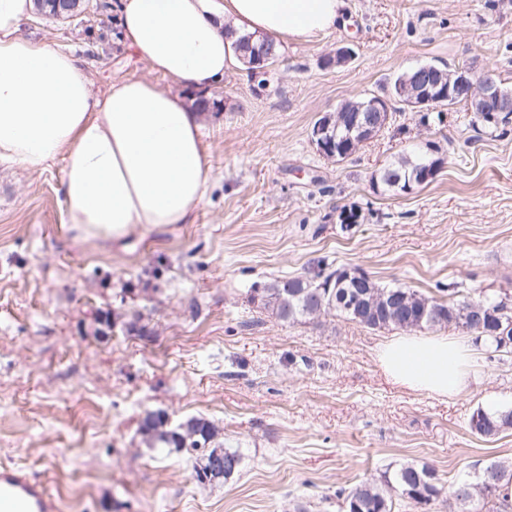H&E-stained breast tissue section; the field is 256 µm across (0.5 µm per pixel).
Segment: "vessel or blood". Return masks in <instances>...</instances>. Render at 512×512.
<instances>
[{"label":"vessel or blood","mask_w":512,"mask_h":512,"mask_svg":"<svg viewBox=\"0 0 512 512\" xmlns=\"http://www.w3.org/2000/svg\"><path fill=\"white\" fill-rule=\"evenodd\" d=\"M0 512H63V503L24 468L1 466Z\"/></svg>","instance_id":"vessel-or-blood-1"}]
</instances>
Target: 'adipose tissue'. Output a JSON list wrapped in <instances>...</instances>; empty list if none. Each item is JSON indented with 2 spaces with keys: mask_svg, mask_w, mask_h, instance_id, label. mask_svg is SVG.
<instances>
[{
  "mask_svg": "<svg viewBox=\"0 0 512 512\" xmlns=\"http://www.w3.org/2000/svg\"><path fill=\"white\" fill-rule=\"evenodd\" d=\"M32 0H0V160L38 172L63 159L68 224L84 240L187 223L212 182L203 118L153 82L209 88L239 62L235 38L306 39L342 20L344 0H122L121 42L149 74L102 94L70 51L22 35ZM376 362L393 384L430 397L470 389L474 349L457 336H395Z\"/></svg>",
  "mask_w": 512,
  "mask_h": 512,
  "instance_id": "adipose-tissue-1",
  "label": "adipose tissue"
}]
</instances>
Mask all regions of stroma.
Here are the masks:
<instances>
[{"label":"stroma","instance_id":"1","mask_svg":"<svg viewBox=\"0 0 512 512\" xmlns=\"http://www.w3.org/2000/svg\"><path fill=\"white\" fill-rule=\"evenodd\" d=\"M118 3L36 12L23 32L75 49L102 93L147 73L118 43ZM342 46L352 60L324 65ZM279 52L266 85L241 64L189 92L213 179L190 223L88 242L65 222L62 161L0 163V465L48 481L64 512H341L337 491L404 463L448 487L512 463V429L469 426L476 408H512V354L486 353L468 394L429 397L377 366L393 329L288 323L250 301L252 285L323 263L437 298L451 283L512 295V123L492 132L457 105L426 127L397 113L340 162L310 143L322 114L423 63L512 85V0H345L342 24ZM430 145L444 159L431 183L373 191L372 174ZM160 410L212 421L241 473L203 485L185 458L146 448L140 424Z\"/></svg>","mask_w":512,"mask_h":512}]
</instances>
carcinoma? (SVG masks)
<instances>
[{
	"mask_svg": "<svg viewBox=\"0 0 512 512\" xmlns=\"http://www.w3.org/2000/svg\"><path fill=\"white\" fill-rule=\"evenodd\" d=\"M416 157L408 154L401 155L377 176V186L384 189L403 191V185L397 184L389 177L390 173L406 174L412 172L409 161ZM355 289L350 282L343 280L342 269H329L323 266L312 276L299 275L286 280H275L265 283L260 288L257 305L277 319L295 323L313 320L322 315L333 314L355 321L370 330H381L389 327H403V321L412 317L421 321V327H446L459 324L454 312L468 301L470 297L463 295L458 286L448 288V299L441 300L418 294V304L412 308H400L393 316L381 320L358 319L352 313L343 310L341 302L352 298ZM477 301L491 308L495 316L471 333L475 339L489 340L493 351L510 353L509 347H501L498 338V324L508 325L512 321V299L480 295ZM472 416H478L487 425V429L477 428L475 432L486 437L495 436L503 431V426L512 427V420H503V411L489 412L482 407L476 408ZM142 443L148 448L165 450L169 453L183 454L193 464V470L198 482L212 484L226 482L241 472L243 455L236 448H226L217 441L218 431L210 421L202 417L187 418L177 426L169 424L168 415L163 411L148 414L141 426ZM222 458L229 470L217 479L208 478L213 472V462ZM484 475H479L477 482H482ZM475 482V483H477ZM473 482H460L451 488V493L463 507L462 512H477L478 504L471 501V496L477 494ZM444 485L440 482L435 469L428 465L421 466L404 464L396 468L385 478L383 484L362 482L347 491L338 492L343 498L344 512H393V497L405 499L421 512H427L425 507L432 506L444 493ZM485 512H512V493H497L489 500Z\"/></svg>",
	"mask_w": 512,
	"mask_h": 512,
	"instance_id": "carcinoma-1",
	"label": "carcinoma"
}]
</instances>
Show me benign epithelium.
Listing matches in <instances>:
<instances>
[{
	"mask_svg": "<svg viewBox=\"0 0 512 512\" xmlns=\"http://www.w3.org/2000/svg\"><path fill=\"white\" fill-rule=\"evenodd\" d=\"M252 60L245 61L253 73L264 72L262 65L275 55V42L264 35L248 37ZM447 86V95L458 92L467 95L471 111L489 113L491 121L509 123L512 120V89L496 81L489 72L477 76L471 68L458 66L441 69L432 64H421L405 73L396 83L395 96L406 98L410 105L424 107L440 99L436 95L440 86ZM390 119V102L384 98L372 99L348 106L342 104L336 115L326 114L317 124L311 144L321 154L336 152L339 128L346 131L345 139L355 148L376 139ZM345 279L355 281L360 288L355 301L347 308L359 318L377 312L386 306V294L372 288L368 276L359 270H346Z\"/></svg>",
	"mask_w": 512,
	"mask_h": 512,
	"instance_id": "1",
	"label": "benign epithelium"
}]
</instances>
